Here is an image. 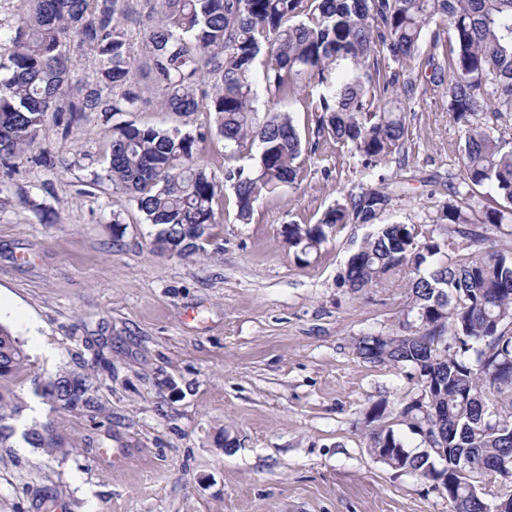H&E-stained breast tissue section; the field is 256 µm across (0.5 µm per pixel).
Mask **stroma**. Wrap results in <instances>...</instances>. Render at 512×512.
<instances>
[{
    "label": "stroma",
    "instance_id": "stroma-1",
    "mask_svg": "<svg viewBox=\"0 0 512 512\" xmlns=\"http://www.w3.org/2000/svg\"><path fill=\"white\" fill-rule=\"evenodd\" d=\"M439 31L425 29L414 59L378 58L375 103L403 112L407 134L370 170L351 146L318 137L316 77L275 105L255 81L256 111L285 110L318 150L248 223L225 183L223 220L187 257L154 251L155 227L101 175L114 126L195 133L212 125L208 113L166 111L152 94L139 111L89 114L65 136L50 112L34 143L0 164V324L31 361L14 387L24 411L0 446V512H48L55 502L62 512H452L366 439L379 404V425L420 450L402 416L418 395L408 370L355 351L359 337L399 333L404 280L361 294L340 285L370 225H348L306 265L281 233L387 182L398 192L379 223L451 236L441 217L462 187L463 138L430 81V54L448 57ZM62 370L88 378L94 413L36 395L32 376ZM45 425L63 448L23 439Z\"/></svg>",
    "mask_w": 512,
    "mask_h": 512
}]
</instances>
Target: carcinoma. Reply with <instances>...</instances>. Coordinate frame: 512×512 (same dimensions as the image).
<instances>
[{"label":"carcinoma","mask_w":512,"mask_h":512,"mask_svg":"<svg viewBox=\"0 0 512 512\" xmlns=\"http://www.w3.org/2000/svg\"><path fill=\"white\" fill-rule=\"evenodd\" d=\"M25 11L6 33L13 52L0 65V163H7L37 137L49 112L67 116L62 131L91 112H133L141 100L128 25L144 31L154 85L166 109L181 115L207 112L214 126L194 134L128 123L112 134L106 179L133 195L139 211L159 227L153 245L190 256L218 223L219 185L199 164L208 137L229 148L226 159L256 152L253 170H228L234 181L239 220H249L254 203L297 183L305 142L282 112L265 120L253 107L256 62L266 54L262 81L270 101L286 98L303 76L315 74L323 87L316 105L317 135L353 146L365 168H374L401 147L403 113L372 110L366 68L385 54L394 61L415 58L431 22L447 30L453 74L435 66L433 82L444 87L449 109L463 136L465 191L445 206L443 219L474 250L454 260L449 242L425 224H379L349 258L342 285L358 292L392 276L406 281L411 305L400 335L359 339L356 351L368 363L413 371L424 400L402 412L409 428L425 438L439 435L432 450L405 462L448 495L454 512H482L481 494L457 484L452 471L464 458L484 462L471 483L496 472L499 457L512 450V256L485 246L475 223H503L512 216V146L473 122L480 112H512V0H23ZM95 67L92 88L77 89L76 57ZM350 69L328 80L338 61ZM497 206L478 213L477 189ZM393 195L387 185L349 197L316 224H286L282 236L297 261L318 250L336 227L370 224ZM28 356L10 329L0 324V445L14 434L10 420L22 412L13 381ZM35 393L68 412H93L88 379L61 371L34 382ZM437 402L439 429L425 422L421 407ZM24 439L54 450L64 442L50 426L30 428ZM380 448L405 452L390 428L368 435Z\"/></svg>","instance_id":"cac0c4a2"}]
</instances>
